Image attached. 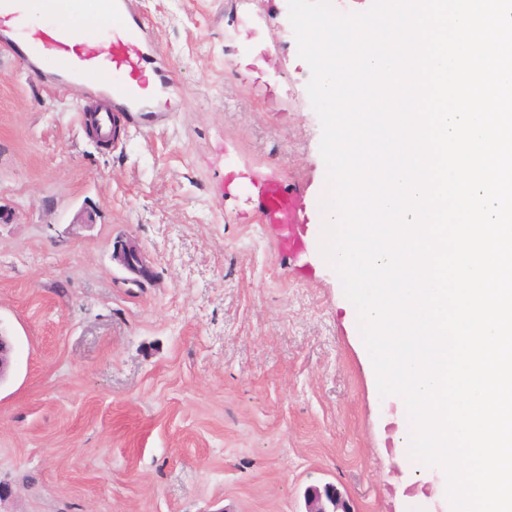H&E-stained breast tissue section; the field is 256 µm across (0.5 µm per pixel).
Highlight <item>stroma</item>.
<instances>
[{"label":"stroma","instance_id":"stroma-1","mask_svg":"<svg viewBox=\"0 0 512 512\" xmlns=\"http://www.w3.org/2000/svg\"><path fill=\"white\" fill-rule=\"evenodd\" d=\"M139 5L179 81L162 128L101 146L80 87L0 62V512H305L328 483L354 512H448L444 472L400 461L319 205L295 260L224 196L229 168L323 174L288 0Z\"/></svg>","mask_w":512,"mask_h":512}]
</instances>
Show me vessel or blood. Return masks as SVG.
Here are the masks:
<instances>
[{
  "instance_id": "obj_1",
  "label": "vessel or blood",
  "mask_w": 512,
  "mask_h": 512,
  "mask_svg": "<svg viewBox=\"0 0 512 512\" xmlns=\"http://www.w3.org/2000/svg\"><path fill=\"white\" fill-rule=\"evenodd\" d=\"M26 0H0V54L14 56L16 37ZM98 16L110 41V51L100 55L91 43L82 41L72 21L75 10ZM34 41L61 60L55 77L58 85L79 84L85 89L78 119L90 124L95 137L107 143L121 127L156 129L167 112L144 95L146 85L142 59L158 50L152 27L144 20L138 0H67L45 29L33 32ZM251 191L262 208L263 221L276 234L279 249L293 257L305 254L307 222H290L289 214L306 212L311 186L286 187L276 180L252 183Z\"/></svg>"
}]
</instances>
